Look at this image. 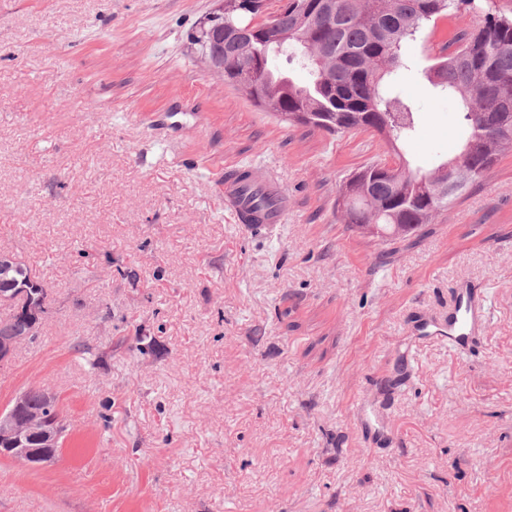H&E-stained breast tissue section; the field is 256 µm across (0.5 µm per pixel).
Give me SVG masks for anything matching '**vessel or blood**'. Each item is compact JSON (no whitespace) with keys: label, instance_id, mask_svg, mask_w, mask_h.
Here are the masks:
<instances>
[{"label":"vessel or blood","instance_id":"1","mask_svg":"<svg viewBox=\"0 0 512 512\" xmlns=\"http://www.w3.org/2000/svg\"><path fill=\"white\" fill-rule=\"evenodd\" d=\"M248 181L238 180L236 173H228L224 179V205L231 211L235 219L244 225L261 222L263 228H270L281 223L287 213L288 206L281 198V189L278 184L264 177L257 168H249ZM258 188L263 192L276 197L274 207L255 212L252 211L248 201L250 189ZM486 323V312L476 300L475 293L465 290L456 294L448 311L447 320L441 321L432 317H423L417 320L413 329L414 335L425 338L447 340L455 348L469 345L472 337L482 329Z\"/></svg>","mask_w":512,"mask_h":512}]
</instances>
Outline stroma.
Listing matches in <instances>:
<instances>
[{"mask_svg":"<svg viewBox=\"0 0 512 512\" xmlns=\"http://www.w3.org/2000/svg\"><path fill=\"white\" fill-rule=\"evenodd\" d=\"M212 0H0V251L53 290L0 367V409L56 393V459L0 456V512H512V151L433 223L382 242L338 191L388 157L372 131L282 121L189 51ZM461 26L402 50L431 170L464 140L423 79ZM288 215L224 208L237 166ZM476 290L460 353L414 339ZM242 171L249 173L247 182L237 179L236 173ZM252 188H259L264 193L273 196L277 201L275 206L266 209L273 204V200L260 191L252 194L250 200H256L252 206L248 201L249 191ZM281 190L274 180L266 179L260 169L241 166L230 171L224 178V206L231 211L240 224H244L251 230L268 229L274 224L281 223L287 213L288 205L280 196ZM251 207L260 212H251ZM254 221L262 222V224H251Z\"/></svg>","mask_w":512,"mask_h":512,"instance_id":"stroma-1","label":"stroma"}]
</instances>
